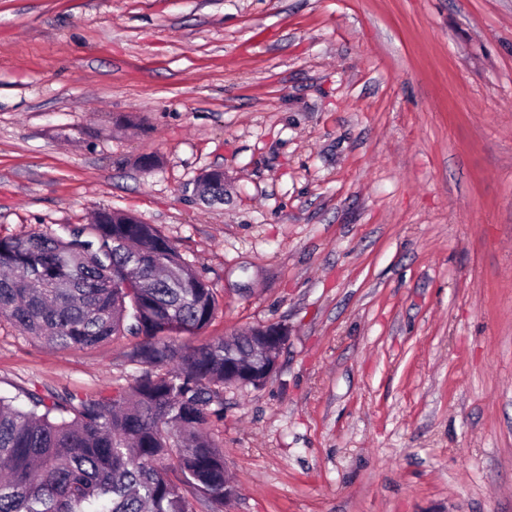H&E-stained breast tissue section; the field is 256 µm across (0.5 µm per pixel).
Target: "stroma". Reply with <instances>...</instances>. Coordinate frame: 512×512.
<instances>
[{"instance_id": "stroma-1", "label": "stroma", "mask_w": 512, "mask_h": 512, "mask_svg": "<svg viewBox=\"0 0 512 512\" xmlns=\"http://www.w3.org/2000/svg\"><path fill=\"white\" fill-rule=\"evenodd\" d=\"M104 208L208 282L200 341L288 331L210 424L223 512H512V0H0V239ZM135 343L0 317V396Z\"/></svg>"}]
</instances>
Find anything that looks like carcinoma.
Segmentation results:
<instances>
[{"instance_id": "1", "label": "carcinoma", "mask_w": 512, "mask_h": 512, "mask_svg": "<svg viewBox=\"0 0 512 512\" xmlns=\"http://www.w3.org/2000/svg\"><path fill=\"white\" fill-rule=\"evenodd\" d=\"M213 290L152 224L106 210L68 237L0 240V315L55 348L140 339L131 385L98 398L0 396V512L224 507V339L197 344Z\"/></svg>"}]
</instances>
